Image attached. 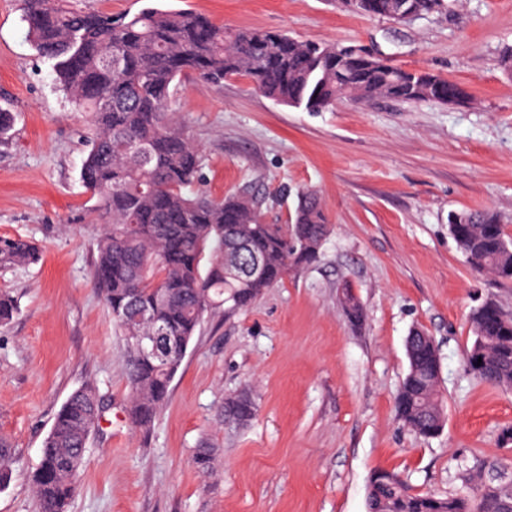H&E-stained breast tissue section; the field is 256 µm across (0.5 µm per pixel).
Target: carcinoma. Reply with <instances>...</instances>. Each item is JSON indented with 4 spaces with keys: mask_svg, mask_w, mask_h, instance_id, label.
Here are the masks:
<instances>
[{
    "mask_svg": "<svg viewBox=\"0 0 512 512\" xmlns=\"http://www.w3.org/2000/svg\"><path fill=\"white\" fill-rule=\"evenodd\" d=\"M36 52L54 61L57 82L89 118L88 152L80 178L97 197L93 283L121 331L132 427L150 432L166 405L172 380L204 316L216 309L243 310L292 268L317 261L330 232L312 191L297 195L287 224H266L253 201L233 193L213 198L197 189L203 155L181 113L169 109L174 89L190 75L214 87L241 78L287 106L324 112L336 100L389 98L443 105L474 103L461 84L424 70H409L363 56L353 46L299 39L286 31L226 29L191 10L147 7L133 16L84 10L69 0H19ZM358 15L397 21L393 0H341ZM455 0H408L413 19L441 14ZM457 248L476 272L512 282V240L490 210L450 211ZM38 245L0 236V268L38 263ZM339 303L349 322L363 309L347 292ZM17 314L0 292V328ZM474 342L469 373L512 388V316L493 300L469 316ZM163 337L177 352L151 356L139 342ZM415 371L406 372L395 398L404 426L438 435L434 413L439 384L430 376L434 348L419 338L406 346ZM482 363H472L476 353ZM222 408L226 426H248L257 412L251 391ZM101 417L96 390H75L56 413L40 449L32 488L40 512H67L89 439ZM214 447L204 440L193 462L213 470ZM14 451L0 440V489L11 479ZM369 512H512V485L479 472L471 495L413 493L394 474L369 485Z\"/></svg>",
    "mask_w": 512,
    "mask_h": 512,
    "instance_id": "cac0c4a2",
    "label": "carcinoma"
}]
</instances>
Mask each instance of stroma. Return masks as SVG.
Masks as SVG:
<instances>
[{"label": "stroma", "mask_w": 512, "mask_h": 512, "mask_svg": "<svg viewBox=\"0 0 512 512\" xmlns=\"http://www.w3.org/2000/svg\"><path fill=\"white\" fill-rule=\"evenodd\" d=\"M136 14L190 9L230 29L288 30L355 46L405 69L461 83L466 107L337 100L309 112L240 79L187 80L172 106L203 155L201 190L243 192L265 222L287 223L298 192L323 203L330 232L318 261L289 273L247 310L205 317L150 435L128 419L125 347L91 282L96 203L80 180L87 116L39 56L19 0H0V108L13 112L0 144V235L23 236L38 264L0 269L19 306L0 329V437L15 454L0 512H38L31 476L54 415L94 386L102 419L68 512H366L372 474L397 473L415 493L469 491L480 468L512 461V389L466 369L470 311L512 313V283L476 273L448 234L452 210H492L512 237V0H457L410 23L362 17L338 0H80ZM351 285L363 320L338 301ZM435 339L446 424L427 439L403 426L394 398L406 339ZM250 388L242 429L220 425L225 398ZM218 450L211 475L194 448Z\"/></svg>", "instance_id": "35a3bbf8"}]
</instances>
